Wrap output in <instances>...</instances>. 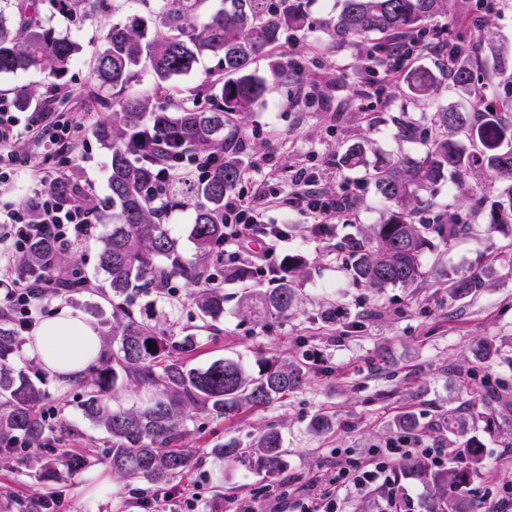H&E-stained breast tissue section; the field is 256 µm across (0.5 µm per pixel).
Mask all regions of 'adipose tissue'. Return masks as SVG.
I'll list each match as a JSON object with an SVG mask.
<instances>
[{
    "mask_svg": "<svg viewBox=\"0 0 512 512\" xmlns=\"http://www.w3.org/2000/svg\"><path fill=\"white\" fill-rule=\"evenodd\" d=\"M102 350V336L81 314L63 310L42 321L22 350L58 382L82 377Z\"/></svg>",
    "mask_w": 512,
    "mask_h": 512,
    "instance_id": "ef3b65f1",
    "label": "adipose tissue"
}]
</instances>
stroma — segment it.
<instances>
[{
  "label": "stroma",
  "instance_id": "stroma-1",
  "mask_svg": "<svg viewBox=\"0 0 512 512\" xmlns=\"http://www.w3.org/2000/svg\"><path fill=\"white\" fill-rule=\"evenodd\" d=\"M106 4L105 18L95 17L78 27L56 9L44 6V18L81 46L59 79L36 68L0 74V98H15L22 88L42 95L57 85L65 93L52 102V111L85 114V127L69 155V166L89 183L104 219L112 213L108 202L110 156L92 135L93 125L102 116V92L94 79V62L105 45L109 21L148 11L143 0H106ZM283 57L303 62V80L310 87L326 69H333L329 96L320 106L307 110L297 105L296 85H284L273 68ZM357 61L355 47L336 44L316 28L290 34L282 48L254 64L267 85L266 104L247 126L241 157L256 169L250 180L239 183L238 191L265 209L272 221L285 224L286 253L304 255L309 269L297 284V301L288 316L270 319L262 326L240 314L238 284L225 285L219 330L202 342L192 362L204 366L231 357L252 367L262 354L277 353L288 358L309 357L315 370L298 392L269 409L226 422L198 415L189 437L196 454L181 484L195 493L199 512H225L228 499H259L283 482L289 483L293 493H304L310 480L338 462L351 456L366 457L371 449L396 437L393 419L411 405L425 413L433 429L430 442H437L436 431L449 416L465 420L469 434L480 440L488 464L474 478L472 488L512 487V465H494L512 444V228L487 232L484 213L469 191L474 178H467L462 189L443 185L435 203L449 206L454 222L470 224L471 233L448 244L433 243L422 258L428 277L418 287H389L374 294L353 284L336 259V244L378 223L384 205L371 188L348 182L340 156L355 142L363 143L371 155L417 154L421 142L397 139L395 121L405 113L416 124L424 122L423 105L407 97L402 86L387 82L380 94L359 95L367 75ZM302 169L316 172L322 186L336 196L350 197L346 223L328 224L325 234L316 235L309 219L281 208L295 172ZM490 262L495 271L484 288L464 298L449 295L453 280ZM175 290L178 304H169L148 290L141 293L136 308L155 311L160 326L174 322L185 331H194L199 320L190 290L180 280ZM331 304L336 307V321L328 324L321 314ZM485 339L495 341L502 350L500 356L480 365L472 350ZM384 348L390 356L382 363L377 353ZM475 366L482 374L509 385L490 426L464 406L467 395L459 385L458 372ZM44 387L47 408L63 409L69 424L66 431L57 433V448L81 453L91 440L102 438V431L81 411L79 385H61L48 377ZM323 411L335 413L336 424L318 437L311 433L310 423ZM269 422L280 426L287 450V466L276 477L261 472L229 477L222 462L207 455V448L225 437L250 440ZM108 472L99 456L81 473L63 475L56 485L58 512H120L124 507L129 512H144L138 501L150 491V484L116 480L111 493L94 491L96 476ZM40 488L34 468L17 459L0 464V490L12 498L29 501Z\"/></svg>",
  "mask_w": 512,
  "mask_h": 512
}]
</instances>
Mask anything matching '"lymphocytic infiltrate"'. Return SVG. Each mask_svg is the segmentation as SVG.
<instances>
[{"mask_svg": "<svg viewBox=\"0 0 512 512\" xmlns=\"http://www.w3.org/2000/svg\"><path fill=\"white\" fill-rule=\"evenodd\" d=\"M83 128L77 112H19L12 101L0 99V192L14 186L24 171L17 146L22 139L39 140L49 154L71 151L78 143ZM215 162L211 155L184 149L179 161H161L151 193L161 208L159 217H168L169 209L162 203L168 196L174 171L183 169L202 178L209 174ZM70 170L50 165L34 173L35 203L29 208L0 207V241L8 247L0 253V308L9 309L22 330L33 329L46 312V304L56 286L54 275L35 280H23L13 274L12 257L29 244L44 237L52 238L62 249L73 248L92 235L97 221L95 212L86 208L83 186L72 193H60L59 187L71 179ZM286 207L308 213L315 224L340 220L347 211L345 203L319 188L307 173H298L292 180ZM287 233L279 224L267 223L262 213L234 194L224 199V242L221 250L224 263L243 267L264 277L275 274L283 265L282 247ZM412 449L402 439L387 442L374 449L369 459H346L345 463L318 479L305 495L293 497L281 491L282 507L264 510L256 501L233 500L225 512H342L340 492L347 487L365 491L380 484L384 474L399 466Z\"/></svg>", "mask_w": 512, "mask_h": 512, "instance_id": "f902f5d3", "label": "lymphocytic infiltrate"}]
</instances>
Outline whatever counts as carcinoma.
Masks as SVG:
<instances>
[{"label":"carcinoma","instance_id":"obj_1","mask_svg":"<svg viewBox=\"0 0 512 512\" xmlns=\"http://www.w3.org/2000/svg\"><path fill=\"white\" fill-rule=\"evenodd\" d=\"M72 22H83L104 8L103 0H54ZM205 0H162L148 17L133 15L108 25L105 47L96 57L94 74L100 86L112 90L102 100L111 110L93 128L99 145L110 154L109 190L111 228L98 239V269L104 285L71 275L77 260L59 251L50 241L32 245L17 257L16 274L29 277L43 270L60 271L58 289L81 294L88 288L112 308L87 304L106 339L104 349L82 380L81 409L106 434L104 457L116 479H144L165 486L189 469L193 452L185 447L189 423L198 413L216 421L266 409L302 387L311 364L272 354L252 371L238 360L222 358L204 367L191 364L200 347L197 335L163 329L151 319L136 315V297L143 289L159 298L174 300L170 282L181 279L193 287L190 298L199 311L197 329L214 331L224 316V282L244 285L241 293L245 315L258 322L288 315L296 302L297 281L306 273L307 260L290 255L275 276L272 288L246 286L248 274L224 273L218 246L224 242V197L240 181L241 142L254 109L265 101L267 86L252 65L274 48L287 30L310 29L304 0H224V6L206 15ZM446 0H341L337 14L324 23L338 44L363 46L369 55L368 70L387 73L390 44L401 56L415 48L433 49L459 56L448 68L436 64L410 68L402 77L405 93L436 103L447 83L468 96L483 85L499 81L512 86V53L496 42L488 30L491 4L476 0L466 25L474 36L487 39L489 55L471 52L465 43L448 42L434 26L444 14ZM80 45L56 31L41 16V0H0V74L39 68L48 76H61ZM220 57L224 74L207 88L221 105L204 111L194 105V91L178 103L167 101L172 78L191 73L201 55ZM141 69L150 70L155 86L150 95L123 97L121 92ZM456 105L438 106L427 122L432 135L423 138L424 149L415 156L378 157L368 160L359 143L340 158L352 180L373 188L387 205L380 222L359 237L336 242V252L349 257L346 266L353 282L373 293L390 286L418 287L426 278L424 252L439 239L450 242L468 233L465 224L448 222L434 210L437 187L460 185L470 174L491 179L489 191L476 184L473 193L486 200L485 224L490 231L512 224V108L477 114ZM175 156L192 146L222 158L219 166L200 180L189 175L173 177L178 193L193 207L189 238L194 260L185 259L180 241L167 225L156 221L149 195L157 172L154 160L160 148ZM492 269L479 270L453 281L449 293L465 297L485 285ZM24 332L10 314L0 311V460L21 459L38 467L43 479L59 478V468L74 475L85 469L87 457H57L49 434L63 427L62 414L44 409L46 392L40 381L21 364ZM153 345H148V342ZM501 347L481 340L474 357L479 362L499 355ZM137 396L124 403L122 391ZM507 385L482 380L479 399L465 401L486 408L501 402ZM395 428L406 440L426 441L429 426L412 410L399 413ZM334 426V416H314L311 429L324 434ZM454 463L437 467L427 457L414 455L402 470L430 493L427 512H470L465 491L484 468L481 442L466 435L456 418L444 421L439 436ZM224 462V471L255 470L268 476L284 468L281 432L267 425L249 444L227 438L207 451Z\"/></svg>","mask_w":512,"mask_h":512}]
</instances>
